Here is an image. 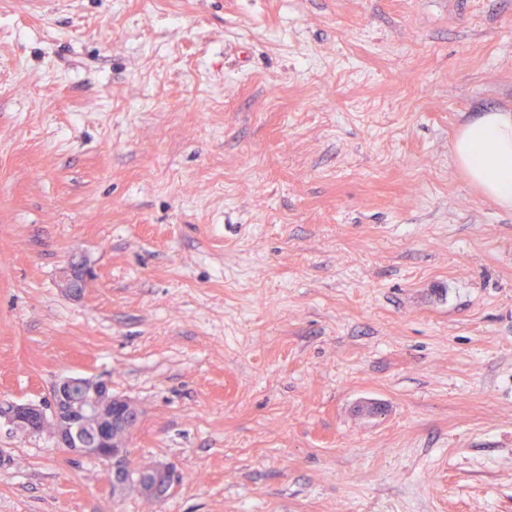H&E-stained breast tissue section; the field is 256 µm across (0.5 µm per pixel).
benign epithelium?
Masks as SVG:
<instances>
[{"mask_svg": "<svg viewBox=\"0 0 512 512\" xmlns=\"http://www.w3.org/2000/svg\"><path fill=\"white\" fill-rule=\"evenodd\" d=\"M139 417L130 401L112 395V384L104 377H66L38 403L8 401L0 406V418L14 428L29 435L47 432L72 454L109 466L112 487L132 486L160 499L175 484L176 470L163 464L131 465L123 432L132 430Z\"/></svg>", "mask_w": 512, "mask_h": 512, "instance_id": "obj_1", "label": "benign epithelium"}]
</instances>
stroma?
Wrapping results in <instances>:
<instances>
[{"label": "stroma", "instance_id": "35a3bbf8", "mask_svg": "<svg viewBox=\"0 0 512 512\" xmlns=\"http://www.w3.org/2000/svg\"><path fill=\"white\" fill-rule=\"evenodd\" d=\"M493 110L512 0H0V401L109 377L180 476L0 422V512H512ZM464 125L453 156L470 184L500 208L512 209V113L484 112Z\"/></svg>", "mask_w": 512, "mask_h": 512}]
</instances>
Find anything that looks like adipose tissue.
Here are the masks:
<instances>
[{
    "instance_id": "ef3b65f1",
    "label": "adipose tissue",
    "mask_w": 512,
    "mask_h": 512,
    "mask_svg": "<svg viewBox=\"0 0 512 512\" xmlns=\"http://www.w3.org/2000/svg\"><path fill=\"white\" fill-rule=\"evenodd\" d=\"M453 156L470 184L500 208L512 209L511 112H488L464 125Z\"/></svg>"
}]
</instances>
